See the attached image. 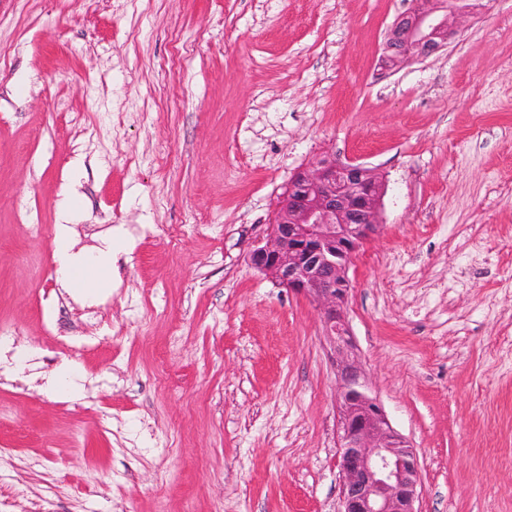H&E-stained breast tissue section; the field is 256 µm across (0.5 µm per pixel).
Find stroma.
<instances>
[{
	"label": "stroma",
	"mask_w": 512,
	"mask_h": 512,
	"mask_svg": "<svg viewBox=\"0 0 512 512\" xmlns=\"http://www.w3.org/2000/svg\"><path fill=\"white\" fill-rule=\"evenodd\" d=\"M411 4L0 0V512H338L318 313L247 260L324 154L386 181L348 319L420 512H512V0L382 73ZM72 189L104 296L57 279Z\"/></svg>",
	"instance_id": "1"
}]
</instances>
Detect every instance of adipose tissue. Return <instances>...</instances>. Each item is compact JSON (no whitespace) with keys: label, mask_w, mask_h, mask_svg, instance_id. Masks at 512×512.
Returning a JSON list of instances; mask_svg holds the SVG:
<instances>
[{"label":"adipose tissue","mask_w":512,"mask_h":512,"mask_svg":"<svg viewBox=\"0 0 512 512\" xmlns=\"http://www.w3.org/2000/svg\"><path fill=\"white\" fill-rule=\"evenodd\" d=\"M74 208L65 206L57 226L53 259L63 287L97 294L112 287V270L125 248L123 238L107 239L103 247L93 251L75 250L72 238Z\"/></svg>","instance_id":"obj_1"}]
</instances>
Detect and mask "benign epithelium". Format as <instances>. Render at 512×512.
I'll return each mask as SVG.
<instances>
[{
	"label": "benign epithelium",
	"instance_id": "obj_1",
	"mask_svg": "<svg viewBox=\"0 0 512 512\" xmlns=\"http://www.w3.org/2000/svg\"><path fill=\"white\" fill-rule=\"evenodd\" d=\"M459 12L451 0H413L386 31L381 70L393 72L447 47ZM384 194L377 169L323 156L292 174L265 237L248 256L252 267L318 311L336 376L339 512H419L417 451L372 393L347 318L349 270L380 232Z\"/></svg>",
	"mask_w": 512,
	"mask_h": 512
}]
</instances>
